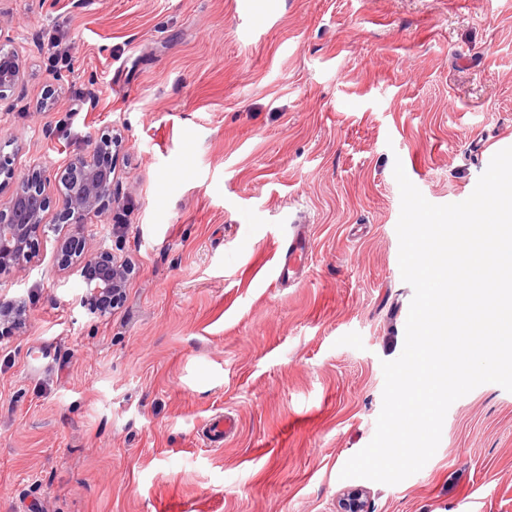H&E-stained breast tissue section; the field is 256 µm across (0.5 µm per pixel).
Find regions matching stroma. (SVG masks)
Masks as SVG:
<instances>
[{
	"label": "stroma",
	"instance_id": "35a3bbf8",
	"mask_svg": "<svg viewBox=\"0 0 512 512\" xmlns=\"http://www.w3.org/2000/svg\"><path fill=\"white\" fill-rule=\"evenodd\" d=\"M25 76L0 151L48 172L39 251L0 274V512H512V392L447 411L416 474L344 479L404 347L395 163L431 203L512 146V0H0ZM120 134L91 225L134 272L106 316L59 265L53 177ZM311 249L272 269L291 224ZM232 412L214 447L202 431Z\"/></svg>",
	"mask_w": 512,
	"mask_h": 512
}]
</instances>
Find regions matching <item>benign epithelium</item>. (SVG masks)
<instances>
[{
    "instance_id": "1",
    "label": "benign epithelium",
    "mask_w": 512,
    "mask_h": 512,
    "mask_svg": "<svg viewBox=\"0 0 512 512\" xmlns=\"http://www.w3.org/2000/svg\"><path fill=\"white\" fill-rule=\"evenodd\" d=\"M22 54L15 47L0 41V101L7 98L22 79ZM121 146L118 138L103 134L94 139L91 149L71 159L56 173L66 208L59 216V223L78 229V234L64 241L60 247V261L83 278L85 293L81 303L93 312L104 316L124 297L131 265L112 251L104 242L85 234L89 224L107 223L108 213L119 201V191L112 169V149ZM0 177L3 182L16 180V170L9 156L0 154ZM45 170L35 164L27 174L16 180L15 190L5 200H0V273H23L35 258L38 234L44 224L49 201L44 195ZM89 268L95 275L85 277ZM102 297L112 299V305H97ZM24 306L20 303L5 305L0 302V323H23ZM338 512H370L364 490L353 489L340 501Z\"/></svg>"
}]
</instances>
